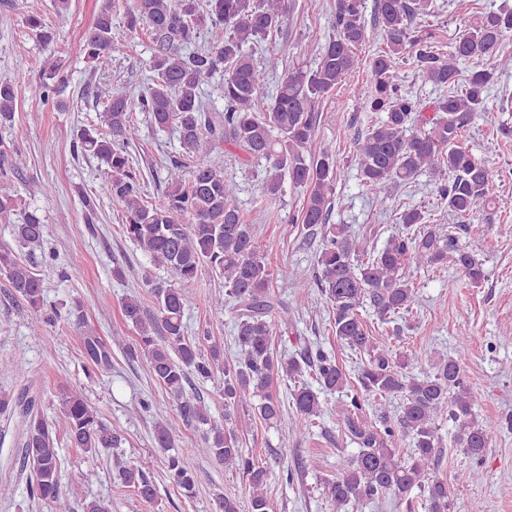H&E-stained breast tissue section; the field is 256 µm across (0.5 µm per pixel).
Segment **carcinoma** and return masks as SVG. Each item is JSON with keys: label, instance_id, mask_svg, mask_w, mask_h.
Instances as JSON below:
<instances>
[{"label": "carcinoma", "instance_id": "1", "mask_svg": "<svg viewBox=\"0 0 512 512\" xmlns=\"http://www.w3.org/2000/svg\"><path fill=\"white\" fill-rule=\"evenodd\" d=\"M436 7V0H375L374 18L385 47L368 61L370 91L363 107L380 113V118L356 142L354 156L362 180L374 192L383 193L427 174L437 182L441 203L463 218L498 194L494 175L464 145L462 133L476 114L490 122L494 119L488 98L499 69L512 62L500 52L505 33L512 31V9L482 12L444 54L433 32L412 27L415 17L431 15ZM287 13L285 0H137L126 13L122 35L149 34L155 76L137 96L122 83L112 84L107 91V131L84 128L77 134L76 148L108 167L99 194L122 205L125 236L177 281L173 287H152L157 310L153 317L144 313L138 298L122 301V315L137 332L130 354L146 357L152 377L177 402L184 421L207 425L209 431L206 447L176 451L173 429L160 422L154 429V443L164 454L166 477L184 496L196 495L190 460L201 456L242 473L249 488L247 512H270L266 469L239 448L234 427L211 423L207 408L187 397L190 377L205 381L222 376L224 421L231 420L229 409L241 407L247 413V426L255 419L268 425L281 420V401L267 392L275 376L300 381L290 393L291 403L308 426L321 415L322 406L318 393L303 381L304 374L327 392L340 391L347 384L336 356L320 347L298 358L272 348L274 330L288 325V309L278 308L271 291L273 280L307 288L309 275L300 266H269L252 225L242 220L235 183L224 177L225 143L248 161H265L260 190L266 201H277L287 181L307 188L300 222L307 229L323 228L316 282L331 305L332 333L346 349L367 356L357 374L361 389L400 401L395 425L386 415L380 416L378 427L365 424L357 415L362 409L357 398L338 412L360 451L341 463L336 479L327 483L328 496L340 510L389 495L395 507L405 512H414V499L419 496L427 512H449L448 483L430 472L438 461V419L446 416L458 427L457 442L474 459L483 456L499 428L478 420L474 412L477 397L464 378L469 333L459 331L456 355L414 377L408 369L421 365L419 357L402 361L394 356L387 343L370 335L361 309L368 303L383 320L411 310L415 289L407 270L413 264L436 268L451 264L478 287L485 280L483 263L460 246L453 234L423 231L430 216L418 207L400 213V228L379 251L371 237H355L345 225L329 223L339 165L336 153L328 148L316 154L308 150L315 134L313 107L359 65L357 50L368 35L365 2L336 0V34L319 47L315 66L284 70L276 93L268 96L266 70L277 69L278 59L270 58L262 68L244 46L280 31ZM25 24L44 48L53 44L54 34L41 15H27ZM208 27L223 29L224 38L207 47L197 46L200 31ZM116 45L111 0H105L83 42L92 73L112 67ZM409 58L425 81L448 88V94L427 106L404 91L398 65ZM466 61L476 66L464 72L460 64ZM60 70L57 62L45 74L43 98L57 92L54 81H64ZM216 74L223 76L222 111L206 104L203 91ZM15 102V82L1 78L0 125L12 121ZM137 111L148 114L158 128H178L182 157L190 158L202 148L215 153L191 170L181 160L171 161L166 170L172 191L158 205L143 199L140 173L127 151L137 136L133 118ZM1 162L16 172L26 165L21 154L0 141ZM15 210L14 195L0 186V222L11 223ZM13 234L20 246L39 247L47 236V225L37 211H27L22 223L14 225ZM205 266L224 277L225 297L214 298L212 305L222 310L224 303L231 302L237 311V354L230 361L224 360V349L210 337L185 334L183 317L192 303L191 288ZM0 272L16 296L35 312L41 311L43 281L32 263L18 261L12 250L0 246ZM84 347L95 363L109 361L98 337H85ZM256 396L260 401L254 404L251 398ZM61 405L72 447L91 456L119 447L120 437L99 419L83 393L64 390ZM8 412L21 414L25 424L23 466L31 471L33 496L54 512H111L110 505L100 499L77 500L63 492L57 435L33 402L1 391L0 414ZM399 430L412 442L405 456L395 448ZM112 463L115 481L140 500L155 501L156 486L141 468L119 454L112 455ZM214 512H241L240 501L218 495Z\"/></svg>", "mask_w": 512, "mask_h": 512}]
</instances>
